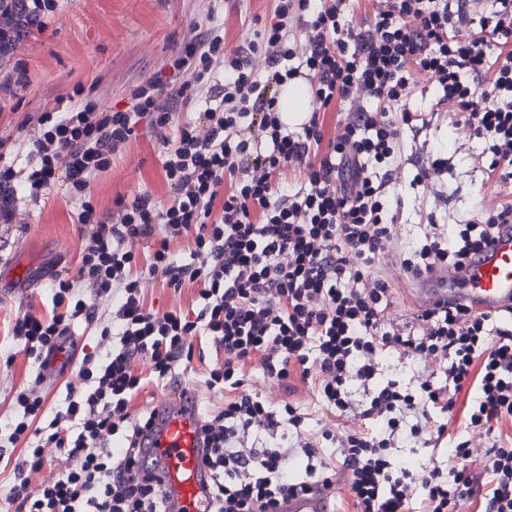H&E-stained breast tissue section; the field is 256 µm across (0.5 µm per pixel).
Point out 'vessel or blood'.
<instances>
[{"instance_id": "1", "label": "vessel or blood", "mask_w": 512, "mask_h": 512, "mask_svg": "<svg viewBox=\"0 0 512 512\" xmlns=\"http://www.w3.org/2000/svg\"><path fill=\"white\" fill-rule=\"evenodd\" d=\"M450 299L498 314L512 309V229L503 230L462 271L451 273ZM152 428L143 436L141 455L157 468L169 512H211L210 473L204 463L199 405L187 390L174 401H160ZM282 512H335L329 490L316 485L289 498Z\"/></svg>"}]
</instances>
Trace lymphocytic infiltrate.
I'll return each instance as SVG.
<instances>
[{"label":"lymphocytic infiltrate","instance_id":"lymphocytic-infiltrate-1","mask_svg":"<svg viewBox=\"0 0 512 512\" xmlns=\"http://www.w3.org/2000/svg\"><path fill=\"white\" fill-rule=\"evenodd\" d=\"M348 3L274 0V22L229 57L220 28L206 29L172 61L189 77L175 96L155 77L132 89L123 111L72 98L38 116L25 166L0 152V218L17 194L35 202L62 188L80 201L77 220L86 228L76 274L54 279V313L26 314L12 327L41 371L17 391L18 414L7 425L8 442L25 445L9 512H166L138 449L154 416L128 410L145 381L135 364L148 362L149 379L175 382L198 335L224 352L206 380L225 391L224 405L202 425L212 512H280L289 496L340 479L354 512H458L463 500L476 501L477 512H512V439L503 436L512 423V320L444 298L419 310L411 328H398L393 281L375 271L396 237L391 187L400 128L417 119L409 101L419 82L453 128L485 141L498 185L512 183V0H494L475 33L450 0H372L361 27L348 22ZM301 76L315 111L292 134L278 93ZM192 86L206 89L209 105L177 122L169 101L192 107ZM335 102L343 118L326 141L319 113ZM144 119L176 129L162 162L172 200L148 192L119 198L106 220L86 198L89 181ZM287 171L299 190L285 188ZM506 224L512 196L453 234L430 228L400 252L399 272L419 281L462 270ZM179 239L188 259L170 249ZM159 272L174 290L198 285L194 313L147 307L145 285ZM76 320L112 346L83 355L86 389L50 413L43 370ZM389 356L420 366L415 386L381 381ZM255 362L264 377L312 381L318 403L348 425L307 433L297 406H271L247 388L244 369ZM354 383L361 399L351 396ZM466 386L471 434L455 444L451 470L435 459L416 470L398 465L402 443L447 441L446 420ZM50 444L74 465L31 487ZM296 451L300 474L290 468Z\"/></svg>","mask_w":512,"mask_h":512}]
</instances>
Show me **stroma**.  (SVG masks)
Segmentation results:
<instances>
[{
    "label": "stroma",
    "instance_id": "stroma-1",
    "mask_svg": "<svg viewBox=\"0 0 512 512\" xmlns=\"http://www.w3.org/2000/svg\"><path fill=\"white\" fill-rule=\"evenodd\" d=\"M272 0H61L54 15L34 25L0 59V80L13 69H23V83L0 90V151L25 164L29 139L37 117L58 106L82 88L84 97L103 109L125 108L129 89L153 76L171 77V60L183 43L208 26L224 29V50L232 52L243 40L269 23ZM411 109L422 112L425 127L404 130L402 166L392 186L398 213V250L415 243L429 221L452 227L474 219L481 208L496 202L497 188L488 179V158L481 139L454 130L446 112L432 98L415 92ZM447 148L454 158L448 175L437 183L448 201L428 219L421 188L412 180L424 145ZM166 150L163 133L140 126L126 150L108 170L90 180L88 194L97 211L111 214L117 198L130 199L147 191L168 202L171 189L162 169ZM79 201L54 191L38 203L24 202L10 224L0 223V419L13 412L16 392L35 377L39 364L11 337L17 316L48 315L52 301L48 288L60 272L76 273L82 249L83 227L77 222ZM198 289L169 288L155 276L145 290V302L155 311L190 309ZM195 357L180 381L192 389L199 407L212 411L223 406L220 394L207 389L206 367L223 363L208 337L194 342ZM250 388L270 402L293 401L307 413L306 427L318 430L326 415L318 410L310 382L292 375L288 384L264 380L260 365L246 371Z\"/></svg>",
    "mask_w": 512,
    "mask_h": 512
}]
</instances>
